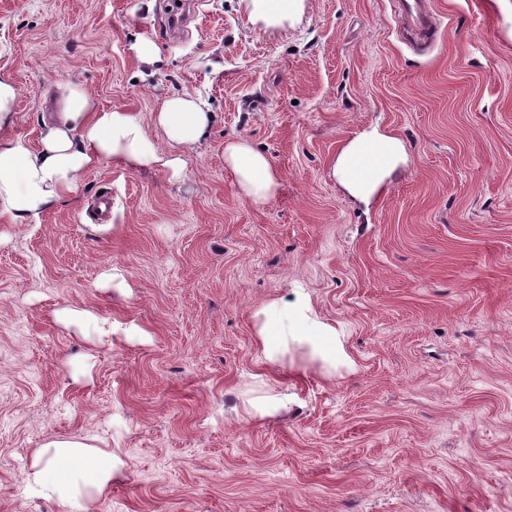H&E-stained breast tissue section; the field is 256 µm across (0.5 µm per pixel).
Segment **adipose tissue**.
Here are the masks:
<instances>
[{"instance_id":"obj_1","label":"adipose tissue","mask_w":512,"mask_h":512,"mask_svg":"<svg viewBox=\"0 0 512 512\" xmlns=\"http://www.w3.org/2000/svg\"><path fill=\"white\" fill-rule=\"evenodd\" d=\"M252 25L283 29L301 19L306 0H240ZM18 96L14 81L0 75V210L15 219L39 217L75 192L81 176L104 161L130 171L159 169L179 178L183 151L207 131L212 114L198 96L176 95L155 112L151 125L127 112L100 107L85 90L60 87V109L46 123L38 147L10 136ZM407 161L403 142L376 127L362 129L341 147L331 174L355 201L367 205ZM224 166L241 196L262 206L274 197L279 176L267 155L244 139L224 145ZM264 359L279 362L288 341L311 337L315 354L335 365V330L322 323L304 296L292 303L272 300L254 313ZM112 481L111 453L82 441L54 439L36 452L26 482L54 501L59 512H82L79 485L103 492Z\"/></svg>"}]
</instances>
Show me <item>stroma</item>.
<instances>
[{"label":"stroma","instance_id":"stroma-1","mask_svg":"<svg viewBox=\"0 0 512 512\" xmlns=\"http://www.w3.org/2000/svg\"><path fill=\"white\" fill-rule=\"evenodd\" d=\"M170 2L0 0L30 145L65 83L145 122L179 94L212 112L180 180L105 161L39 218L0 215V512H58L25 479L53 437L112 455L86 512H512V0H429L426 54L389 0H308L278 31L183 0L169 34ZM373 125L408 162L366 207L330 168ZM231 139L277 169L267 204ZM299 294L335 368L293 339L262 357L255 310ZM261 400L280 408L248 416ZM224 166L235 179L240 195L255 206H263L274 197L279 176L267 155L244 139L224 145Z\"/></svg>","mask_w":512,"mask_h":512}]
</instances>
